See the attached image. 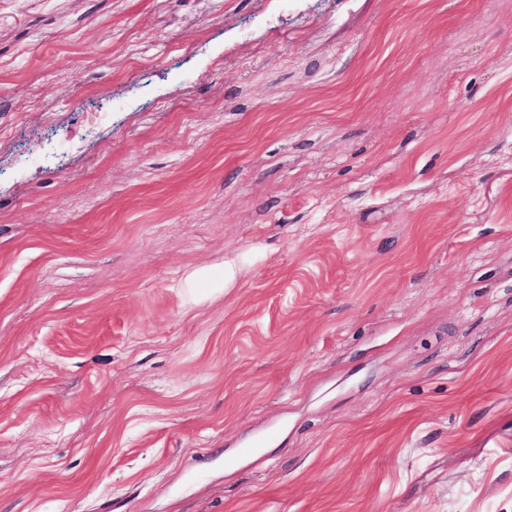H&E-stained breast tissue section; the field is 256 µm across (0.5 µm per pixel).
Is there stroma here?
Here are the masks:
<instances>
[{"mask_svg": "<svg viewBox=\"0 0 512 512\" xmlns=\"http://www.w3.org/2000/svg\"><path fill=\"white\" fill-rule=\"evenodd\" d=\"M0 512H512V0H0Z\"/></svg>", "mask_w": 512, "mask_h": 512, "instance_id": "35a3bbf8", "label": "stroma"}]
</instances>
